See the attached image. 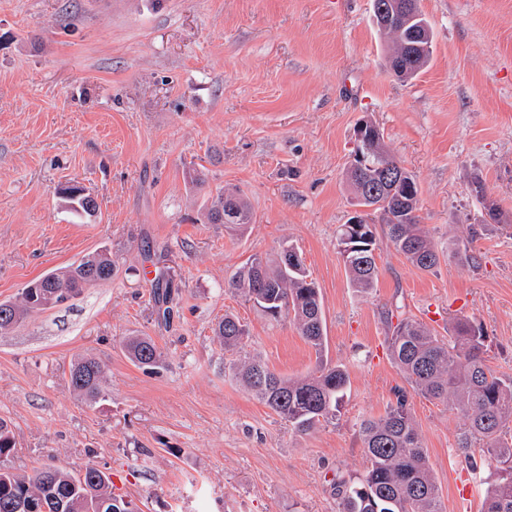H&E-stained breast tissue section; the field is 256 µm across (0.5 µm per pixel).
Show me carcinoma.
Masks as SVG:
<instances>
[{
  "mask_svg": "<svg viewBox=\"0 0 512 512\" xmlns=\"http://www.w3.org/2000/svg\"><path fill=\"white\" fill-rule=\"evenodd\" d=\"M388 42V62L404 69L401 79L415 76L429 62L412 57L413 43L432 45L433 27L422 11L410 16L397 29L383 31ZM361 156L357 170L346 168V182L355 207L371 209L382 215L387 236L395 250L421 271L438 266L440 257L459 261L471 259L467 246L458 239L440 246L419 224L420 187L415 175L388 149L374 155L365 142L357 144ZM395 173L385 183L380 167ZM66 206L88 218L94 216L96 203L86 188L71 184L63 188ZM210 224L240 232L251 223L244 197L233 191L217 195L205 213ZM346 225H339L337 249L342 257L349 283L360 294L375 288L378 268L375 260L374 225L355 224L351 241L344 239ZM288 245L273 259L254 256L231 278L228 286L253 302L268 318H292L304 340L314 349L316 366L298 378H285L272 371L259 358L238 359L230 366L233 378L288 425V430L305 435L338 419L349 384L347 369L327 355V336L320 292L317 286L291 268ZM82 293L65 288H26L18 301H1L0 314L16 317L10 323L0 317V335L7 334L28 316L44 311L40 301L51 296L52 305ZM224 350L234 352L247 339V330L239 318L224 314L214 328ZM483 330L469 320L456 318L448 326V337L436 335L425 324L404 319L390 336V358L412 391L431 400L446 403L460 414L463 432L459 447L474 444L483 448L486 459L495 463L498 481L487 490L483 512H512V378L498 375L483 356ZM128 359L136 366L156 369L162 355L148 336H129L124 340ZM70 385L93 405L104 394V370L95 358L81 357L71 364ZM362 441L365 467L358 476L336 481L337 512H444L442 490L428 462L421 435L406 394L384 415L366 417L357 422ZM15 450L8 423L0 420V458ZM0 512H133L130 502L112 493L109 474L93 464L73 474L66 468L48 463L27 474H17L0 466Z\"/></svg>",
  "mask_w": 512,
  "mask_h": 512,
  "instance_id": "cac0c4a2",
  "label": "carcinoma"
}]
</instances>
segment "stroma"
Instances as JSON below:
<instances>
[{"label": "stroma", "instance_id": "obj_1", "mask_svg": "<svg viewBox=\"0 0 512 512\" xmlns=\"http://www.w3.org/2000/svg\"><path fill=\"white\" fill-rule=\"evenodd\" d=\"M419 6L433 52L402 81L371 0H0V301L99 248L115 262L109 281L0 335L7 467L94 462L137 512H336L335 481L365 465L357 421L408 387L388 355L399 320L444 336L467 317L512 377V0ZM362 119L415 174L430 236L485 225L471 260L420 271L372 214L378 280L354 292L336 235L354 212L344 174ZM66 182L95 197V217L62 205ZM225 188L252 210L242 233L199 218ZM284 241L320 290L328 356L349 371L339 419L306 435L237 383L214 334L232 313L249 332L242 355L288 377L314 367L289 318L228 286ZM134 335L154 339L163 368L130 362ZM82 356L107 376L92 406L69 384ZM408 400L446 512H481L496 468L460 447L446 404Z\"/></svg>", "mask_w": 512, "mask_h": 512}]
</instances>
